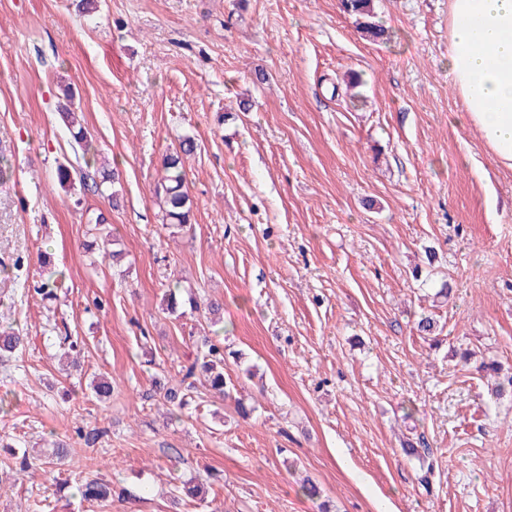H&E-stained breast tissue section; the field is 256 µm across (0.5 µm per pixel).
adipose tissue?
I'll return each mask as SVG.
<instances>
[{
    "label": "adipose tissue",
    "instance_id": "adipose-tissue-1",
    "mask_svg": "<svg viewBox=\"0 0 512 512\" xmlns=\"http://www.w3.org/2000/svg\"><path fill=\"white\" fill-rule=\"evenodd\" d=\"M448 73L484 144L512 168V0H451Z\"/></svg>",
    "mask_w": 512,
    "mask_h": 512
}]
</instances>
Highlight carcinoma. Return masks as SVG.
<instances>
[{
    "label": "carcinoma",
    "instance_id": "1",
    "mask_svg": "<svg viewBox=\"0 0 512 512\" xmlns=\"http://www.w3.org/2000/svg\"><path fill=\"white\" fill-rule=\"evenodd\" d=\"M344 8L363 18L359 22L362 32L372 38H380L384 29L369 21L373 17L372 0H343ZM73 138L79 151L75 152L76 164L61 166L58 168L57 178L61 185L70 183L74 178H79L83 188L93 192L104 193L103 187L115 184V172L108 168H98L95 165L97 149L92 141L88 140L83 129L73 133ZM198 148L194 138L187 136L179 143V148L164 156L162 168L165 176L159 186L156 187V195L162 203L168 224H188L191 221V201L188 193L186 173L184 169V158L193 155ZM47 268L41 285L36 292L48 299L55 297V290L62 280L61 274ZM24 337L18 331L9 327L0 329V359L10 358L23 346ZM205 376L210 390L219 397L226 394L231 380L224 376V346L209 336L203 337V349L195 361L183 369V380L188 382L187 388H192L191 380ZM163 392V400L171 407L173 419L179 421L182 417V410L188 405V394L177 386L163 384L159 386ZM80 496L90 502H104L112 496L110 484L97 479H85L77 485Z\"/></svg>",
    "mask_w": 512,
    "mask_h": 512
}]
</instances>
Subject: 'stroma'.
<instances>
[{
  "label": "stroma",
  "instance_id": "stroma-1",
  "mask_svg": "<svg viewBox=\"0 0 512 512\" xmlns=\"http://www.w3.org/2000/svg\"><path fill=\"white\" fill-rule=\"evenodd\" d=\"M78 2L0 0V324L26 338L0 364V468L32 464L0 480V512H512V392L480 369L512 375V168L452 87L449 0H373L378 39L342 0ZM66 102L116 204L56 181ZM187 135L177 227L155 190ZM100 215L120 265L87 248ZM42 252L64 273L54 301L35 292ZM175 281L221 301L220 323L168 311ZM215 330L234 388L197 386L171 422L155 384ZM85 478L114 497L82 500ZM192 480L200 499L178 501Z\"/></svg>",
  "mask_w": 512,
  "mask_h": 512
}]
</instances>
